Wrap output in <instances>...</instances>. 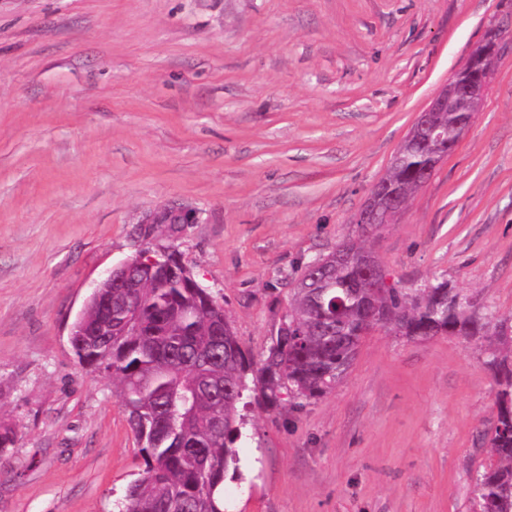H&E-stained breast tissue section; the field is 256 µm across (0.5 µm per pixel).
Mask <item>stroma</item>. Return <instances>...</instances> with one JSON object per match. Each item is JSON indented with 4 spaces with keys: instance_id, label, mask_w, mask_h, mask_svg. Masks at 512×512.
<instances>
[{
    "instance_id": "35a3bbf8",
    "label": "stroma",
    "mask_w": 512,
    "mask_h": 512,
    "mask_svg": "<svg viewBox=\"0 0 512 512\" xmlns=\"http://www.w3.org/2000/svg\"><path fill=\"white\" fill-rule=\"evenodd\" d=\"M493 31L468 132L362 237L418 113ZM358 238L399 286L512 315V0H0V512H117L143 468L69 340L107 269L177 249L257 358L295 277ZM493 386L462 338L373 331L326 395L244 408L224 510L472 512ZM401 207L402 205H398L393 198L381 190L377 182L368 195L359 214L358 222L360 224H373L376 230L381 224H392Z\"/></svg>"
}]
</instances>
